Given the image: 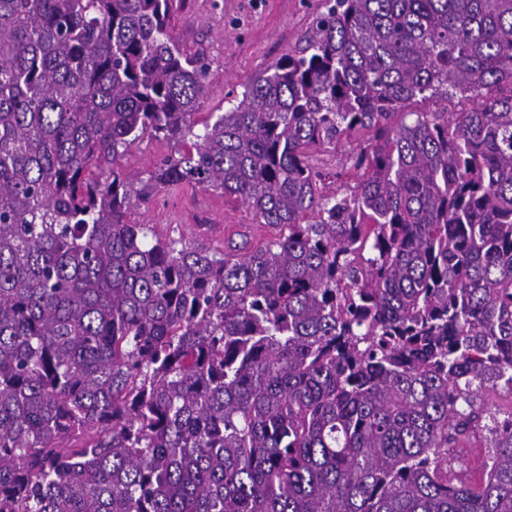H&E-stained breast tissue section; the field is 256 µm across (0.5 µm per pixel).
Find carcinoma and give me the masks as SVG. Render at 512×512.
Returning <instances> with one entry per match:
<instances>
[{
    "mask_svg": "<svg viewBox=\"0 0 512 512\" xmlns=\"http://www.w3.org/2000/svg\"><path fill=\"white\" fill-rule=\"evenodd\" d=\"M170 2L0 0V512H512L480 399L512 392V0H321L201 123ZM362 129L322 194L311 151ZM146 137L184 149L136 188ZM184 185L279 234L128 222ZM476 100L470 99H454L452 101H441L429 104L413 102L404 112H462L471 109L475 105ZM490 448H485V440L478 437L465 448L459 459L453 464L455 472H463L473 482H479L484 476V464Z\"/></svg>",
    "mask_w": 512,
    "mask_h": 512,
    "instance_id": "carcinoma-1",
    "label": "carcinoma"
}]
</instances>
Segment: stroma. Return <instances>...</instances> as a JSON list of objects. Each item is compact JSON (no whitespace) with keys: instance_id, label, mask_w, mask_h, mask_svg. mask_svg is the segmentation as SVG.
I'll list each match as a JSON object with an SVG mask.
<instances>
[{"instance_id":"obj_1","label":"stroma","mask_w":512,"mask_h":512,"mask_svg":"<svg viewBox=\"0 0 512 512\" xmlns=\"http://www.w3.org/2000/svg\"><path fill=\"white\" fill-rule=\"evenodd\" d=\"M319 0H172L171 29L181 50L210 64L203 111L220 112L239 98L255 75L271 69L282 54L296 49ZM369 131L347 133L334 147L315 152L314 163L328 194L351 192L358 178L352 159L372 142ZM179 144L151 137L130 146L118 163L133 182L144 179ZM136 224L155 225L161 234L213 249L225 239H247L257 246L273 238L276 228L256 223L247 207L223 193L199 188L159 191L132 209Z\"/></svg>"}]
</instances>
